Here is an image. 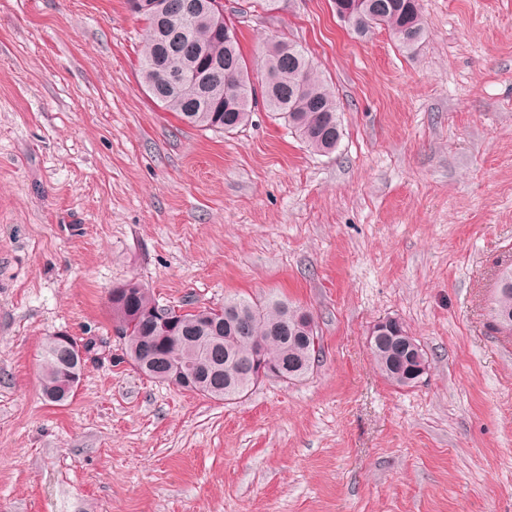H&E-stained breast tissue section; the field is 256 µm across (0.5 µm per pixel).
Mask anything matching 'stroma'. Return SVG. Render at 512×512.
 <instances>
[{
    "label": "stroma",
    "instance_id": "1",
    "mask_svg": "<svg viewBox=\"0 0 512 512\" xmlns=\"http://www.w3.org/2000/svg\"><path fill=\"white\" fill-rule=\"evenodd\" d=\"M415 51L331 0H224L246 57L288 37L340 106L317 155L256 108L201 131L140 86L124 0H0V512H512V0H421ZM219 307L278 297L323 339L305 380L227 403L121 361L113 288ZM394 317L417 384L377 370ZM95 338L74 397L39 353ZM498 270L495 294L489 312L492 328L504 335H512V263ZM396 328L397 322L393 321L392 318H383L377 321L368 336V346L371 349L370 352L377 368L391 385L397 388L412 387L418 383L421 377L415 380L405 379L402 373L405 369L406 372L410 370V367L406 368L408 364H415L413 369L417 377L426 372V368L420 363L418 356L414 361V357L406 349H400L395 345L391 346L389 343L373 348L386 339L400 338L398 332L394 331Z\"/></svg>",
    "mask_w": 512,
    "mask_h": 512
}]
</instances>
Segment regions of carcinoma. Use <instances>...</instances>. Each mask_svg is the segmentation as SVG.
Here are the masks:
<instances>
[{
    "mask_svg": "<svg viewBox=\"0 0 512 512\" xmlns=\"http://www.w3.org/2000/svg\"><path fill=\"white\" fill-rule=\"evenodd\" d=\"M350 29L360 38L384 28L400 47L410 50L424 38L420 0H405L399 7L390 0H351ZM145 24L140 57L141 87L158 107L173 112L185 124L231 134L249 121L251 107L262 97L264 107L276 120H282L303 144L320 154L336 150L343 135L336 96L320 75L304 48L291 40L279 39L266 48L257 62L261 89L252 81V68L241 53L238 40H224L209 13L201 11L184 18L190 43L201 46L207 56L200 65L207 68L209 80L201 92L169 88L156 94L150 87L168 73L189 64L187 54L171 42L162 17L144 13ZM133 305L110 297L112 328L122 332L124 352L133 364L142 363L143 376L163 381L161 371L179 366L192 370L201 366L197 394L231 401L244 397L255 386L248 381L243 389L224 388V376L213 373L236 359L262 352L265 362L287 370L288 380L300 381L315 366L314 354L323 351L313 313L284 300L252 301L233 298L220 308L193 307L170 322L162 332L156 324V310L162 308L151 289L129 283ZM492 328L512 335V263L498 270L495 294L489 312ZM165 334L163 353L155 351L157 337ZM382 376L397 388L412 387L418 380L403 377V370L414 357L406 349L388 343L371 349ZM42 392L51 403L60 404L62 390L57 376L59 356L54 337H49L41 352Z\"/></svg>",
    "mask_w": 512,
    "mask_h": 512,
    "instance_id": "1",
    "label": "carcinoma"
}]
</instances>
